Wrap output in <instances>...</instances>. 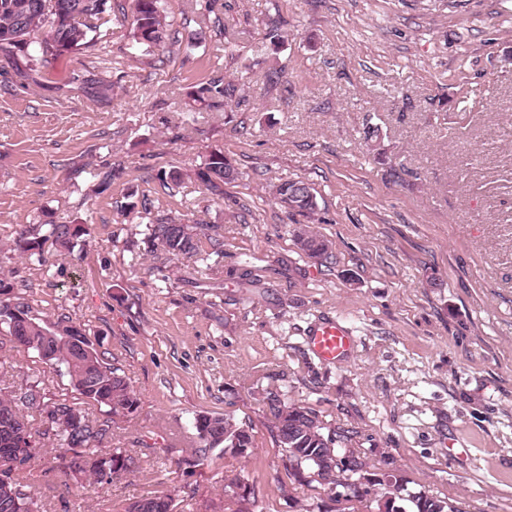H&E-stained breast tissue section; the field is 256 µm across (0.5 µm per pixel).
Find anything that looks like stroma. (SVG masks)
Instances as JSON below:
<instances>
[{
	"label": "stroma",
	"mask_w": 512,
	"mask_h": 512,
	"mask_svg": "<svg viewBox=\"0 0 512 512\" xmlns=\"http://www.w3.org/2000/svg\"><path fill=\"white\" fill-rule=\"evenodd\" d=\"M161 9L177 42L158 60L132 57L117 11L94 48L34 76L22 52H0V278L40 318L89 331L140 401L108 445L142 465L105 493L66 483L57 449L32 460L46 512H124L163 493L175 512L216 501L235 512L223 488L238 475L264 512H305L328 494L284 468L271 391L349 430L369 465L400 470L410 490L512 512V0H214L225 35L204 31L191 50L189 0ZM278 23L288 38L276 46ZM271 68L283 86L267 84ZM87 70L110 100L80 88ZM216 75L240 89L222 111L191 97ZM215 148L240 171L220 205L194 177ZM113 167L121 177L98 184ZM170 170L181 183L159 191ZM293 178L317 192L311 218L270 193ZM147 194L173 218L220 226L223 257L154 259L149 215L120 209ZM303 222L335 264L301 256L290 230ZM49 223L86 225L84 249L46 246L41 265L13 251L21 231ZM244 263L253 284L235 275ZM326 319L355 338L344 360L307 344ZM28 380L82 401L0 329V388ZM200 412L246 423L252 455L216 449L186 467Z\"/></svg>",
	"instance_id": "stroma-1"
}]
</instances>
